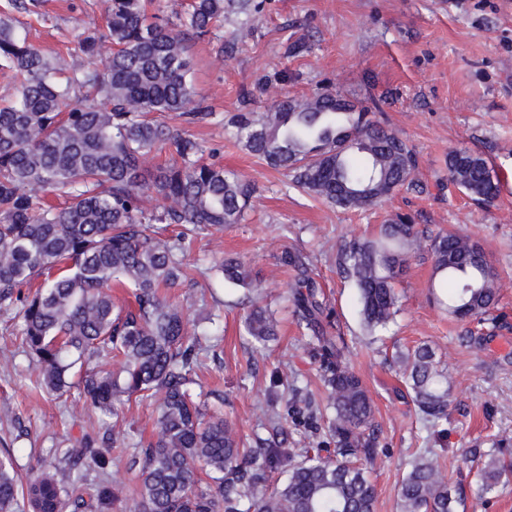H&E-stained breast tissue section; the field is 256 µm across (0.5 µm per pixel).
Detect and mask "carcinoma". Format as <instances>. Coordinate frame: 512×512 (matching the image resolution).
Returning a JSON list of instances; mask_svg holds the SVG:
<instances>
[{"instance_id": "obj_1", "label": "carcinoma", "mask_w": 512, "mask_h": 512, "mask_svg": "<svg viewBox=\"0 0 512 512\" xmlns=\"http://www.w3.org/2000/svg\"><path fill=\"white\" fill-rule=\"evenodd\" d=\"M152 0H108L103 30L85 33L72 53L88 65L63 78L47 56L0 20V70L18 94L0 103V307L13 306L35 375L34 386L76 392L104 415L123 399L150 401L157 438L132 442L120 431L90 436L61 458V471L25 479L13 450H0V512H114L122 489L109 479V448L141 462L134 512H375L368 476L379 455L375 404L347 361L348 345L331 336L328 305L311 264L298 249L282 253L294 272L295 323L314 341L328 394L325 408L304 388L271 379L263 428L245 441L224 419V393L195 400L199 339L181 306L161 293L193 282L186 262L197 235L245 221L255 187L201 161L203 147L161 117L187 124L209 113L194 104L188 43L241 17L261 15L266 0H189L174 28L150 11ZM380 102L350 100L328 88L284 97L264 112H239L234 138L282 173L288 186L343 211L366 213L418 187L413 148L376 119ZM168 150L171 163L148 169L143 158ZM66 199L47 204L38 190ZM503 188L480 152L448 154V194L489 207ZM164 202L147 211L144 192ZM431 259L430 290L454 318L484 323L500 300L499 276L481 244L455 232L426 235L408 213L385 217L371 237L343 241L336 268L355 291L362 328L379 336L400 311L396 284L422 249ZM218 270L245 305L246 335L264 346L277 336L250 268L227 257ZM114 288L132 290L120 305ZM103 360L116 366L105 369ZM392 363L425 420L448 415V370L421 344L395 351ZM304 429L294 448L288 428ZM479 473L491 491L512 462L487 452ZM204 470L206 480L198 478ZM97 482L88 485L89 473ZM283 479L268 487L273 473ZM400 512H464L461 484L428 460H415L399 490Z\"/></svg>"}]
</instances>
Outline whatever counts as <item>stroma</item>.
<instances>
[{"label":"stroma","mask_w":512,"mask_h":512,"mask_svg":"<svg viewBox=\"0 0 512 512\" xmlns=\"http://www.w3.org/2000/svg\"><path fill=\"white\" fill-rule=\"evenodd\" d=\"M107 0H40L42 20L0 0V18L30 25V41L66 70L85 66L67 45L79 33L104 27ZM228 29L189 44L197 92L212 111L188 133L206 147L205 161L237 172L256 188L246 223L201 234L189 258L195 286L166 289L183 307L190 333L207 357L203 390L224 393V413L241 435L264 422L273 371L280 370L316 398L327 396L310 337L302 335L289 301L292 273L284 250L303 249L323 289L348 360L370 390L382 450L370 473L376 512H398V489L413 460L427 455L446 479L472 483L467 460L475 449L502 442L512 449V0H271L264 16L240 30L238 50L219 47ZM305 45L289 55L290 43ZM328 86L350 98H381V121L418 157L422 191L399 192L366 213L342 212L288 189L286 179L257 161L230 134L228 118L261 112L284 96H308ZM482 152L504 188L492 207L448 194L449 152ZM408 213L430 232L472 236L496 267L504 314L467 328L428 299L431 263L413 261L399 284L401 310L390 333L361 336L354 291L336 271L342 238L376 233L384 217ZM236 255L263 289L279 332L258 346L241 327L243 311L227 306L216 264ZM14 311L0 309V444L13 448L18 472L57 466V452L111 427L155 439L148 402L124 403L123 416H102L73 397L34 390L30 361ZM475 341L465 342L466 331ZM431 345L452 377L448 415L426 423L406 398L391 362L398 349Z\"/></svg>","instance_id":"1"}]
</instances>
